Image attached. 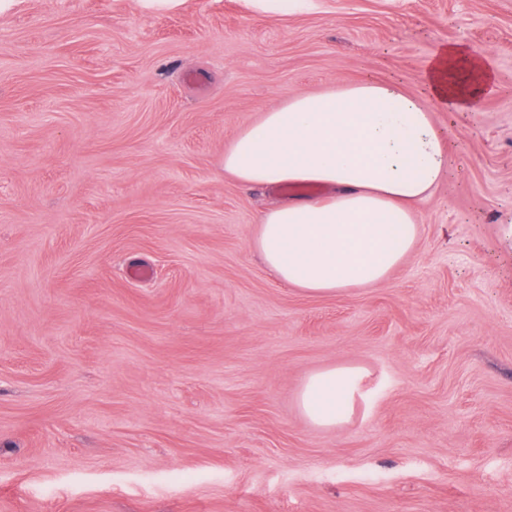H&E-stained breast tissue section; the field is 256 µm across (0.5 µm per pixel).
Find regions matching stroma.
Returning <instances> with one entry per match:
<instances>
[{"instance_id":"35a3bbf8","label":"stroma","mask_w":512,"mask_h":512,"mask_svg":"<svg viewBox=\"0 0 512 512\" xmlns=\"http://www.w3.org/2000/svg\"><path fill=\"white\" fill-rule=\"evenodd\" d=\"M449 178L381 284L309 297L251 248L289 191L224 172L292 91L424 93ZM512 0H16L0 13V512H512ZM153 276L135 281L131 270ZM354 365L311 427L295 397ZM364 378V370L352 365L318 370L299 390L298 408L312 426L336 428L348 419L356 400L363 396Z\"/></svg>"}]
</instances>
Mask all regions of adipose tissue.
<instances>
[{"mask_svg":"<svg viewBox=\"0 0 512 512\" xmlns=\"http://www.w3.org/2000/svg\"><path fill=\"white\" fill-rule=\"evenodd\" d=\"M493 81L484 56L452 45L432 59L426 96L371 79L285 94L240 129L224 170L260 187L319 186L261 218L254 251L277 278L309 296H335L383 282L415 246L414 205L449 173L439 112H472ZM363 369L328 367L308 376L297 405L314 427L332 429L362 397Z\"/></svg>","mask_w":512,"mask_h":512,"instance_id":"adipose-tissue-1","label":"adipose tissue"}]
</instances>
